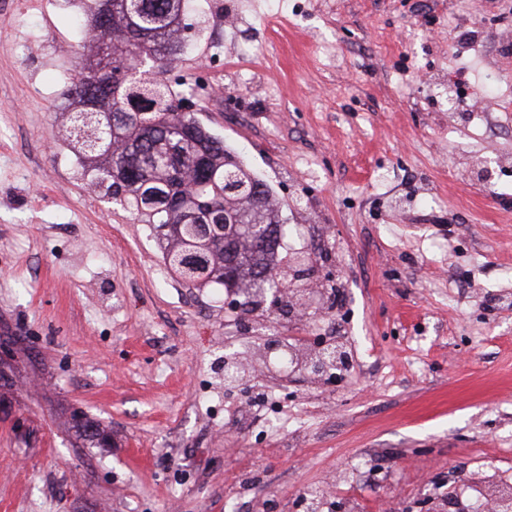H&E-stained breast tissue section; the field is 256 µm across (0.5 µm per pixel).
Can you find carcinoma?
Instances as JSON below:
<instances>
[{
	"label": "carcinoma",
	"mask_w": 512,
	"mask_h": 512,
	"mask_svg": "<svg viewBox=\"0 0 512 512\" xmlns=\"http://www.w3.org/2000/svg\"><path fill=\"white\" fill-rule=\"evenodd\" d=\"M183 0H143L144 16H131L123 0H112L107 48L131 61L140 56V81L121 84L103 72L95 83H87L85 70L92 65L82 56L79 69L68 81L66 99L76 114L92 108L109 129L106 141L95 149H82L83 169L94 173L92 183L107 201L133 212L148 225L161 248L163 258L178 272L198 280V287L212 292L224 289L225 272L234 274L235 284L249 288L255 276L282 260L281 246L256 244L239 247L232 240L212 238L198 246L199 259L188 260L185 238L191 228L177 227L178 212L142 211L140 198L150 189L171 197H182L181 178L186 172L202 169L215 176L201 195L183 197L184 209L199 211L201 206L216 205L238 215L240 224L277 226L281 236L291 233L282 224L279 209L271 200L267 184L243 171L238 157L224 147L195 114L180 111V101L158 79L156 63L172 64L178 55L174 48L183 41L188 27L181 18ZM197 125V140L185 137L184 129ZM79 427L92 447L109 443L99 425L82 422Z\"/></svg>",
	"instance_id": "cac0c4a2"
}]
</instances>
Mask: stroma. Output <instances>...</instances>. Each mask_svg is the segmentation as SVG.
Segmentation results:
<instances>
[{"instance_id": "1", "label": "stroma", "mask_w": 512, "mask_h": 512, "mask_svg": "<svg viewBox=\"0 0 512 512\" xmlns=\"http://www.w3.org/2000/svg\"><path fill=\"white\" fill-rule=\"evenodd\" d=\"M91 20L0 0V512H427L512 473V0H191L166 79L205 78L202 124L307 225L355 359L244 396L225 346L331 324L158 278L55 120ZM456 76L462 108L428 94Z\"/></svg>"}]
</instances>
